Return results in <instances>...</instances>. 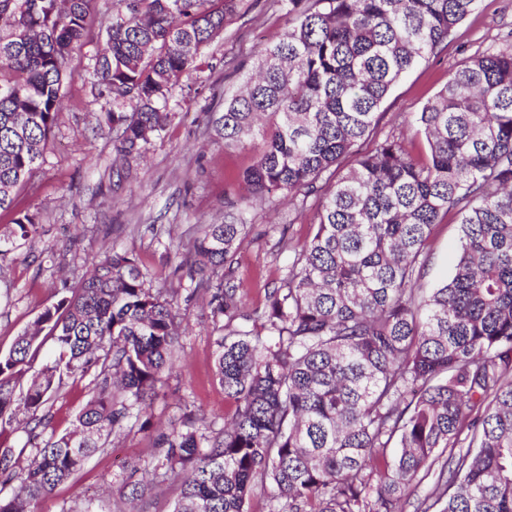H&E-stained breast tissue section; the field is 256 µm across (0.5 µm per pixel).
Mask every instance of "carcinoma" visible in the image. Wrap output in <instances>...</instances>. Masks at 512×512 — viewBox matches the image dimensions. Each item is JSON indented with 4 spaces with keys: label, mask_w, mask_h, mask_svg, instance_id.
Segmentation results:
<instances>
[{
    "label": "carcinoma",
    "mask_w": 512,
    "mask_h": 512,
    "mask_svg": "<svg viewBox=\"0 0 512 512\" xmlns=\"http://www.w3.org/2000/svg\"><path fill=\"white\" fill-rule=\"evenodd\" d=\"M89 0H0V211L38 169L56 126L72 54L92 58L106 124L124 162L171 121L172 90L244 0H112L91 26ZM285 27L257 51L215 120L224 147L262 145L239 182L244 200H322L311 237L265 303L243 309L232 270L246 218L204 224L190 258L224 270L212 294L224 327L216 376L237 404L215 431L189 416L160 439L185 473L172 512H404L438 451L462 438L435 489L438 512H512V47L465 57L415 113L428 151L414 157L381 127L394 86L438 57L481 0H277ZM459 224L449 281L416 287L434 226ZM11 241L37 233L19 212ZM0 354V425L34 427L67 378L91 376L75 429L15 470L0 455V512H33L112 433L136 425L163 385L182 323L129 253L113 248ZM54 360L25 379L39 349ZM127 512L152 487L128 483Z\"/></svg>",
    "instance_id": "1"
}]
</instances>
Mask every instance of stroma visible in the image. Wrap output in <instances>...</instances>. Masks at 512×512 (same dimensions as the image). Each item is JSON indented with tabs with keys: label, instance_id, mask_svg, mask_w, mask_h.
<instances>
[{
	"label": "stroma",
	"instance_id": "stroma-1",
	"mask_svg": "<svg viewBox=\"0 0 512 512\" xmlns=\"http://www.w3.org/2000/svg\"><path fill=\"white\" fill-rule=\"evenodd\" d=\"M285 19L267 0H256L251 16L234 17L204 51L212 69L190 73L174 88L175 115L160 136L151 139L143 162L116 157L112 133L102 126L104 99L98 98L91 58L99 41L73 55L66 94L39 169L17 193L14 211L0 213V236L9 235L15 210L36 214L37 236L0 255V352L31 327L36 316L58 299L64 284L81 277L104 251L118 248L135 256L153 288L174 291V308L186 331L179 340L166 385L153 400L150 424L113 434L112 444L39 505V512H124L125 487L133 469L148 470L157 487L143 512H171L182 479L166 475L159 435L180 427L193 412L204 425L220 429L235 410L215 375L213 338L223 324L198 288L199 274L185 264L200 225L224 221L225 200L237 199L239 173L250 152L225 148L209 114H221L225 93L239 86L245 67L264 36L282 29ZM512 35V0H481L477 13L463 22L436 59L412 70L387 99L386 127L406 135L407 150L423 154L421 138L410 136L414 112L448 81L466 56L496 50ZM318 204L309 197L303 214L280 199L251 209L234 277L246 309L262 306L267 288L279 284L292 257L289 243L308 239ZM459 226L436 225L419 288L431 291L450 276L457 258ZM88 379L71 378L50 402L52 419L43 438L74 428L90 397Z\"/></svg>",
	"mask_w": 512,
	"mask_h": 512
}]
</instances>
